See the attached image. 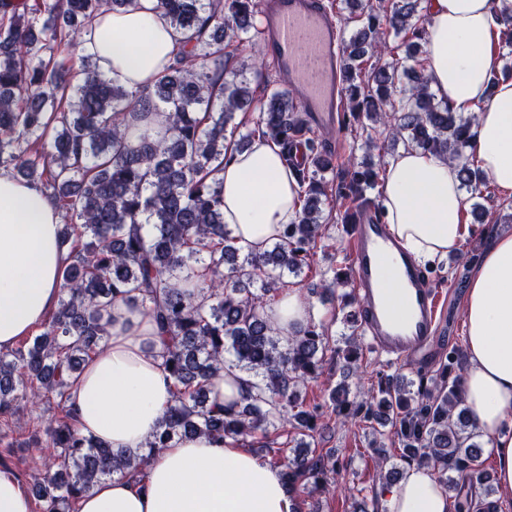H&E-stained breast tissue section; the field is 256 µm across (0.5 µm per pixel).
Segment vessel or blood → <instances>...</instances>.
I'll list each match as a JSON object with an SVG mask.
<instances>
[{
	"label": "vessel or blood",
	"mask_w": 512,
	"mask_h": 512,
	"mask_svg": "<svg viewBox=\"0 0 512 512\" xmlns=\"http://www.w3.org/2000/svg\"><path fill=\"white\" fill-rule=\"evenodd\" d=\"M263 37L283 86L295 96L311 124L328 131L340 125L343 30L325 0H263ZM349 276L361 299L364 333L389 361L419 364L430 353L441 314L440 296L413 257L395 243L387 224L355 220L350 229ZM394 258L406 316L387 296L381 267Z\"/></svg>",
	"instance_id": "1"
}]
</instances>
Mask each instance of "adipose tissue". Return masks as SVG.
Masks as SVG:
<instances>
[{"instance_id": "ef3b65f1", "label": "adipose tissue", "mask_w": 512, "mask_h": 512, "mask_svg": "<svg viewBox=\"0 0 512 512\" xmlns=\"http://www.w3.org/2000/svg\"><path fill=\"white\" fill-rule=\"evenodd\" d=\"M427 75L441 98L458 109L481 103L472 127L483 174L512 190V80L488 88L487 52L502 0H422ZM183 36L157 8L134 0L121 11L102 10L84 33L80 55L131 90L153 84ZM224 222L243 251L259 252L300 212L298 185L278 146L254 137L224 163ZM384 221L418 264L460 251L470 228L468 202L456 166L409 148L386 167ZM59 212L34 185L0 173V351L12 349L55 309ZM104 347L75 379L71 403L81 433L117 455L137 456L156 432L172 400V383L151 350L154 323L124 300L112 303ZM281 335H295L310 319L305 299L282 293L264 310ZM464 315L467 366L465 406L495 460L497 490L512 498V232L495 235L469 284ZM385 495L389 512H448L451 493L427 468H407ZM78 512H294L282 474L241 447L205 437L184 438L157 453L144 480L111 475L77 505Z\"/></svg>"}]
</instances>
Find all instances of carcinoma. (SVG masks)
<instances>
[{
  "mask_svg": "<svg viewBox=\"0 0 512 512\" xmlns=\"http://www.w3.org/2000/svg\"><path fill=\"white\" fill-rule=\"evenodd\" d=\"M132 2L0 0V169L39 188L69 217L59 231L68 254L58 307L27 349L0 354V440L23 399L44 400L62 413L46 428L52 463L31 489L43 512H71L78 497L114 473L142 480L154 454L188 435L224 444L260 433L267 453L293 452L283 465L288 492L311 495L341 465L311 448L323 429L320 406L306 403L301 391L328 360L363 373L362 342L353 332L345 347H331L325 323L312 320L283 345L263 308L284 278L299 276L323 248L329 193L343 202L348 221L363 210L383 216L367 196L383 180L382 167L339 168L300 104L270 87L262 67L229 68L231 58L263 40L258 0H158L184 41L151 87L130 91L103 77L90 57L74 68L67 51L100 11ZM502 2L496 21L507 51L490 72L491 89L512 78V3ZM419 5L389 0L385 14L360 15L345 58L346 111L358 122L371 121L366 147L384 135L444 156L456 163L460 186L481 194L489 186L467 153L475 113L457 111L431 91ZM391 34L402 42L389 45ZM252 108L259 121L237 132L236 115ZM150 110L166 113L165 134L130 141L129 129ZM228 132L238 133L237 150L258 133L278 144L298 181L300 216L261 252L242 251L224 224L219 174L229 159ZM195 282L198 296L188 291ZM116 297L157 325L158 357L175 387L148 452L123 459L79 432L70 404L71 380L106 344ZM464 360L455 344L447 362L417 369L415 380L388 378L361 400L339 385L328 402L343 426L384 418L408 466L432 468L459 484L454 512L482 505L484 512H500L480 435L462 407L461 376L448 380ZM227 368L251 381L240 403L223 407L211 402L209 384ZM283 420L292 431L281 442Z\"/></svg>",
  "mask_w": 512,
  "mask_h": 512,
  "instance_id": "cac0c4a2",
  "label": "carcinoma"
}]
</instances>
